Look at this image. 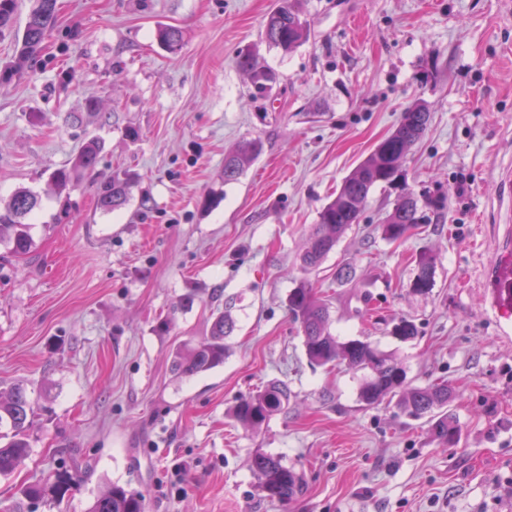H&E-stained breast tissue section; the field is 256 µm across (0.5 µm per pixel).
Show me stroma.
I'll return each mask as SVG.
<instances>
[{
    "instance_id": "35a3bbf8",
    "label": "stroma",
    "mask_w": 512,
    "mask_h": 512,
    "mask_svg": "<svg viewBox=\"0 0 512 512\" xmlns=\"http://www.w3.org/2000/svg\"><path fill=\"white\" fill-rule=\"evenodd\" d=\"M278 0H58L32 66L0 78V205L37 195L31 252L0 242V386H23L32 451L0 477V512L56 471L81 484L34 512H87L111 484L145 512H512V315L495 274L512 253V0H301L306 40L265 42ZM183 31L177 53L157 33ZM252 52L276 80L260 94L237 65ZM430 123L404 165L416 197L444 200L405 239L380 226L397 195L375 188L320 268L300 255L344 179L411 103ZM261 153L238 179L224 156ZM94 172L56 191L54 169L90 141ZM132 178L126 203L101 182ZM435 281L411 294L419 254ZM353 269L350 281L336 269ZM309 280L338 340L369 338L410 385L446 382L458 442L427 419L358 398L363 372L312 365L288 312ZM235 322L223 365L170 370L173 348ZM418 334L402 340L399 319ZM272 381L291 392L259 430L233 417ZM283 457L304 491L265 498L251 461ZM262 145L259 140H251L240 145L234 152L224 157V178L225 180H235L245 162L259 155ZM130 180L113 174L99 189L97 204L101 209L111 210L122 205L127 198Z\"/></svg>"
}]
</instances>
